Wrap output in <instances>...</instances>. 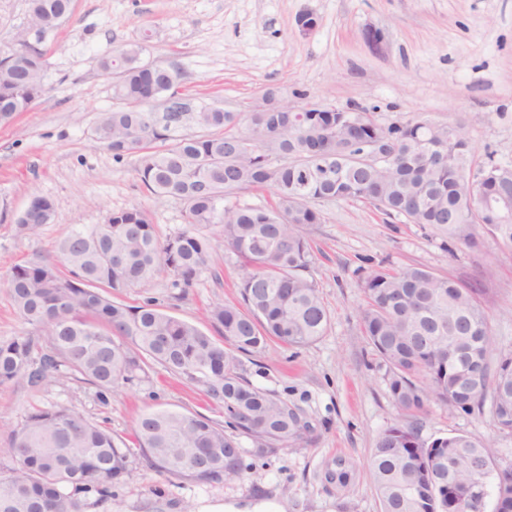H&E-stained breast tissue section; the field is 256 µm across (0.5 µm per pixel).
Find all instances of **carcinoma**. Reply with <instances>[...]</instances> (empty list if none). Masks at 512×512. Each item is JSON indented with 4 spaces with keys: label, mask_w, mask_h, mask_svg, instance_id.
<instances>
[{
    "label": "carcinoma",
    "mask_w": 512,
    "mask_h": 512,
    "mask_svg": "<svg viewBox=\"0 0 512 512\" xmlns=\"http://www.w3.org/2000/svg\"><path fill=\"white\" fill-rule=\"evenodd\" d=\"M72 0H28L37 47L0 56V120L27 112L45 75L39 47L71 13ZM145 46L112 49L100 66L116 76L120 105L101 114L92 135L112 152L136 155L146 188L185 205V223L219 228L241 260V303H217L209 321L217 340L151 302L129 307L112 292L135 288L161 270L188 286L212 259L210 239L185 230L160 240L147 212H111L56 243L55 255L15 266L7 288L27 325L45 333L51 353L36 362L33 341L0 342V385L26 376L51 383L75 372L103 390L142 381L148 361L162 365L224 408V427L170 410L141 413L134 437L156 472L198 484L244 475L242 435L262 453L313 431L300 409L240 372L241 355L276 339L289 347L324 335L329 312L314 279L304 229L321 223L317 203L354 199L383 214L469 242L483 227L512 248V163L476 162L458 128L427 121L378 124L367 112H236L199 108L197 133L174 135L190 100L179 72L142 61ZM166 99L169 111L153 104ZM473 176V182L464 176ZM271 187L274 204L242 205L239 192ZM53 201L30 198L17 223L29 231L53 222ZM361 329L386 367L395 405L414 417L432 401L469 412L490 401L496 431L512 438V354L492 360L488 315L471 288L421 266L384 267L362 281ZM0 473V512H83L85 496H112L128 470L130 449L112 432L69 407L37 409L11 430ZM353 463L336 461L325 480L347 485ZM383 512H485L490 490L512 496V463L498 464L492 445L465 434L424 441L411 422L377 438L369 466Z\"/></svg>",
    "instance_id": "cac0c4a2"
}]
</instances>
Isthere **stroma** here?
Masks as SVG:
<instances>
[{"mask_svg":"<svg viewBox=\"0 0 512 512\" xmlns=\"http://www.w3.org/2000/svg\"><path fill=\"white\" fill-rule=\"evenodd\" d=\"M27 10V0H0V53L17 47ZM306 14L317 20L314 31L299 23ZM142 40L143 61L176 65L180 92L198 103L245 114L275 87L298 106L459 125L476 159L490 153L512 162V0H73L70 17L41 44L42 96L30 111L0 121V341L32 335L33 357L46 353V338L31 332L13 305L6 287L13 266L50 254L69 228L103 223L112 211L145 210L162 239L186 228L183 204L151 193L134 171V155L114 156L92 137L97 118L117 105L102 56ZM35 194L51 198L56 213L30 232L15 218ZM320 209L322 223L305 235L310 275L330 312L324 336L299 349L271 341L241 359L254 385L303 411L312 441L246 456L243 478L221 484L160 475L133 450L136 417L167 409L220 424L224 411L155 364L143 382L117 384L105 396L77 374L44 386L25 377L0 385V448L32 410L66 406L132 450L111 499L88 500L84 512H202L216 503L242 512L259 501L269 512H382L368 464L377 437L401 413L360 328L361 271L419 265L474 288L497 352L512 353V251L481 228L474 245L449 244L362 201L333 199ZM203 233L213 264L191 286L174 287L160 272L113 301L138 306L151 299L211 332L209 306L238 298V259L216 227ZM418 428L428 441L464 433L492 443L500 464L512 462V439L498 435L490 409L467 414L434 402ZM340 458L355 464L344 488L324 478Z\"/></svg>","mask_w":512,"mask_h":512,"instance_id":"stroma-1","label":"stroma"}]
</instances>
